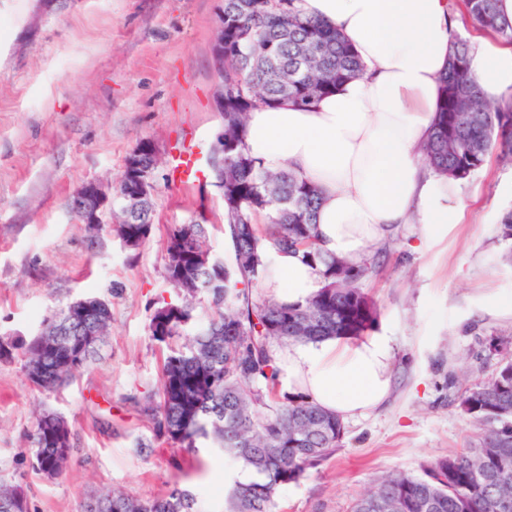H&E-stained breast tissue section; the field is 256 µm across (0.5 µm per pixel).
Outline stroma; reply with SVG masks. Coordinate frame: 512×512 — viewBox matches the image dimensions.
Wrapping results in <instances>:
<instances>
[{"label":"stroma","mask_w":512,"mask_h":512,"mask_svg":"<svg viewBox=\"0 0 512 512\" xmlns=\"http://www.w3.org/2000/svg\"><path fill=\"white\" fill-rule=\"evenodd\" d=\"M222 0H0V337H32L59 307L85 297L110 302L112 328L91 362L53 393L28 382L22 359L0 361V479L19 487L31 512H79L92 496L141 499L173 485L202 512H224L232 459L214 448L190 455L156 442L139 407L155 398L166 347L152 316L176 290L164 278L171 225L206 214L207 245L223 258L222 194L211 181L159 182L150 239L128 256L110 230L91 237L66 206L89 180L117 182L140 142L163 159L196 134L210 150L223 131L212 45ZM463 223L422 242L402 228L363 288L377 330L393 339L392 393L368 416L346 421L335 456L281 486L276 512H349L382 475L421 474L463 452L477 429L462 391L512 356V316L490 311L512 297L502 217L512 211V162L490 156L461 186ZM46 411L61 414L74 449L59 476L31 469L25 437Z\"/></svg>","instance_id":"35a3bbf8"}]
</instances>
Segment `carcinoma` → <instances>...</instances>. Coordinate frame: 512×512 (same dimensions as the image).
<instances>
[{
    "label": "carcinoma",
    "mask_w": 512,
    "mask_h": 512,
    "mask_svg": "<svg viewBox=\"0 0 512 512\" xmlns=\"http://www.w3.org/2000/svg\"><path fill=\"white\" fill-rule=\"evenodd\" d=\"M477 29L512 43V25L502 21L498 0H464ZM224 130L211 148L207 165L224 198V237L232 261L211 255L208 266L195 253L208 250V225L175 224L167 236L166 256L180 270L164 266L166 280L182 274L192 290L179 289L172 305L185 319L197 307L209 311L207 324L169 347L158 399L143 407L155 439L195 452L205 441L235 459L254 478L234 481L224 497V512H276L279 487L297 484L332 457L344 436L342 421L313 402L278 390L270 350L281 343L316 342L326 337L359 339L378 319L373 300L360 288L373 273L366 260L350 269L316 247V215L321 195L313 183L285 169L267 172L243 143L249 112L286 101L307 107L357 77L361 62L330 25L298 13L295 0H224ZM469 41L456 39L423 145L429 167L439 176L464 180L498 150L512 156V98L491 105L482 96L468 65ZM154 197L141 202L117 225L121 239L153 226ZM271 247L312 265L321 288L303 305L273 297L252 298L249 287L266 273L264 254ZM70 306L55 311L46 326L57 348L49 351L39 337H12L0 343V361L24 358L28 381L53 391L85 366L77 360L83 331L112 323L110 304L101 300L85 325L68 320ZM154 340L167 343L185 330L176 321L166 328L153 315ZM461 411L480 427L469 451L430 463L423 475L394 472L381 477L357 498L350 512H498L512 503V360L460 397ZM54 426L36 420L27 451L32 468L55 454ZM96 512H198L197 497L175 484L148 500L126 493L104 495Z\"/></svg>",
    "instance_id": "carcinoma-1"
}]
</instances>
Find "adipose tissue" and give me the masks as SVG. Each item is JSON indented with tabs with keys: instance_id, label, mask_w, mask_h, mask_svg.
<instances>
[{
	"instance_id": "obj_1",
	"label": "adipose tissue",
	"mask_w": 512,
	"mask_h": 512,
	"mask_svg": "<svg viewBox=\"0 0 512 512\" xmlns=\"http://www.w3.org/2000/svg\"><path fill=\"white\" fill-rule=\"evenodd\" d=\"M302 16L335 27L355 49L361 77L304 108L286 102L250 112L247 152L268 170H293L322 195L320 249L345 265L418 224L431 241L461 223L457 182L435 176L419 153L429 134L453 42L450 0H297ZM469 69L486 100L512 94V43L474 33ZM261 286L288 305L305 303L320 277L299 258L267 250ZM391 339L374 332L291 343L275 355L279 387L347 421L381 408L391 391Z\"/></svg>"
}]
</instances>
